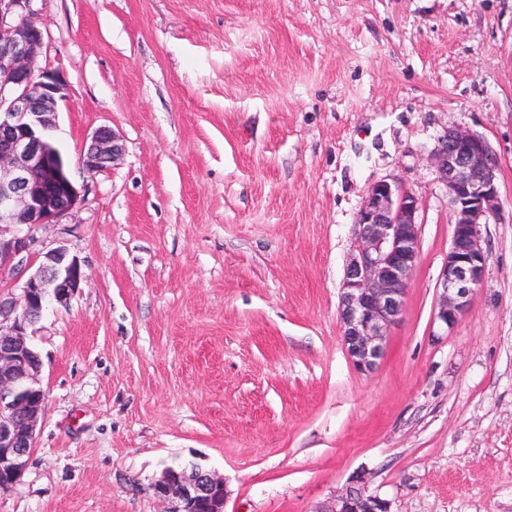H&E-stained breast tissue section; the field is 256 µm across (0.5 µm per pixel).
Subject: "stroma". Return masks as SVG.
<instances>
[{
  "mask_svg": "<svg viewBox=\"0 0 512 512\" xmlns=\"http://www.w3.org/2000/svg\"><path fill=\"white\" fill-rule=\"evenodd\" d=\"M68 96L58 147L81 203L46 252L86 275L32 343L46 404L0 512H163L169 466L222 478L225 512H321L363 474L391 512H512V0H35ZM108 126L110 170L79 163ZM451 127L499 161L484 283L434 320ZM380 180L419 202L420 256L375 373L338 313ZM124 151L123 140L113 129L98 127L87 137L80 157L81 166L90 174L107 171L121 160Z\"/></svg>",
  "mask_w": 512,
  "mask_h": 512,
  "instance_id": "1",
  "label": "stroma"
}]
</instances>
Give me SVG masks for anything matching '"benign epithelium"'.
<instances>
[{
    "instance_id": "obj_1",
    "label": "benign epithelium",
    "mask_w": 512,
    "mask_h": 512,
    "mask_svg": "<svg viewBox=\"0 0 512 512\" xmlns=\"http://www.w3.org/2000/svg\"><path fill=\"white\" fill-rule=\"evenodd\" d=\"M34 0H0V270L30 253L33 238L12 228L58 224L80 202L68 160L55 145L59 102L67 83L39 67L46 31L35 23ZM125 146L100 126L86 140L82 168H113ZM432 163L448 190L453 223L441 271L435 321L452 331L482 286L487 264L480 227L500 214L498 161L488 141L459 128L446 131ZM355 250L342 282L341 339L354 369L370 375L386 354L419 257L418 201L397 182L380 180L366 196L354 224ZM86 275L63 249L52 251L18 287L0 295V487L15 486L34 447L44 411L42 361L31 337L44 305L69 302ZM153 491L164 512H224V481L200 465L166 468ZM323 512H391L362 477L352 479Z\"/></svg>"
}]
</instances>
